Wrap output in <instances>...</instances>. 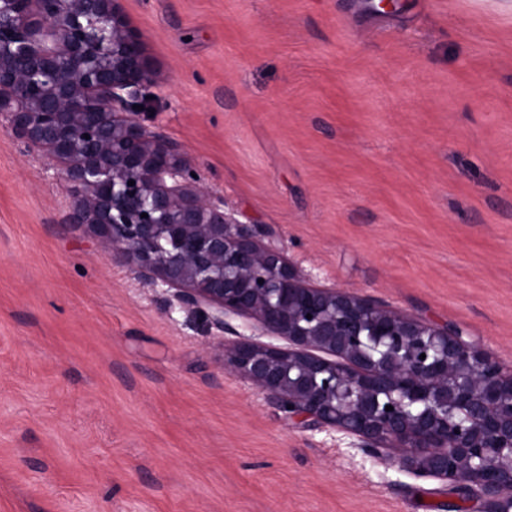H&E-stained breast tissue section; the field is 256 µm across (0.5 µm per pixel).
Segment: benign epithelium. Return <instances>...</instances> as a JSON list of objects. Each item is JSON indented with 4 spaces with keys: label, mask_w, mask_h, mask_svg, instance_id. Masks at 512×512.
<instances>
[{
    "label": "benign epithelium",
    "mask_w": 512,
    "mask_h": 512,
    "mask_svg": "<svg viewBox=\"0 0 512 512\" xmlns=\"http://www.w3.org/2000/svg\"><path fill=\"white\" fill-rule=\"evenodd\" d=\"M116 2L0 0V130L65 162L67 223L93 228L179 307L286 340L235 342L225 366L288 416L374 455L400 448L409 472L512 512V373L456 330L307 285L205 196L180 146L136 109L153 74Z\"/></svg>",
    "instance_id": "obj_1"
}]
</instances>
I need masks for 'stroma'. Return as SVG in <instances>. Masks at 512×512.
Here are the masks:
<instances>
[{
  "instance_id": "obj_1",
  "label": "stroma",
  "mask_w": 512,
  "mask_h": 512,
  "mask_svg": "<svg viewBox=\"0 0 512 512\" xmlns=\"http://www.w3.org/2000/svg\"><path fill=\"white\" fill-rule=\"evenodd\" d=\"M145 122L309 286L460 329L512 372V13L499 0H118ZM0 132V512H483L307 428L170 295L68 224Z\"/></svg>"
}]
</instances>
